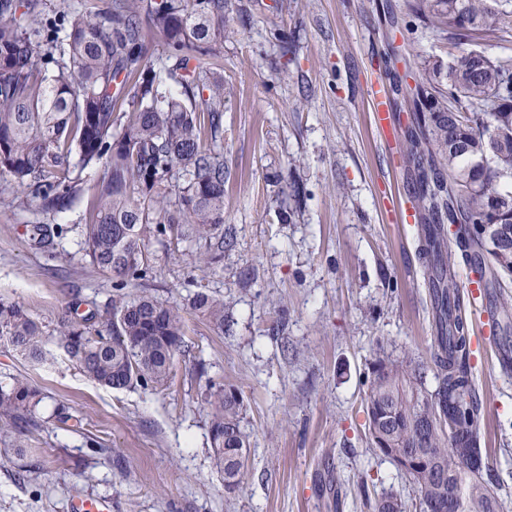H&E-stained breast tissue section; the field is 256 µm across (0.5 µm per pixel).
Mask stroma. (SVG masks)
<instances>
[{
	"label": "stroma",
	"instance_id": "1",
	"mask_svg": "<svg viewBox=\"0 0 512 512\" xmlns=\"http://www.w3.org/2000/svg\"><path fill=\"white\" fill-rule=\"evenodd\" d=\"M113 0H37L41 20L78 11L103 20ZM409 0H228L216 49L224 77V231L234 240L217 273L188 246L153 237L146 280L187 307L204 289L224 300V327L187 312L186 347L166 388L112 390L57 345L62 319L103 307L112 276L84 255L86 200L43 209L0 174V300L44 325L48 362L0 342V386L26 377L43 395L28 431H0V512H70L108 498L112 512H372L378 497L418 495L370 444L364 402L378 352L424 366L434 389L432 302L415 224L386 212L410 200V112L392 96L398 164L374 133L372 82L415 85L430 56L451 48L408 15ZM36 224L65 233L32 246ZM472 379L485 412L481 446L512 512V374L500 355L512 323L484 304L468 318ZM237 389L248 471L227 493L209 438L207 386ZM66 407L70 418L59 422Z\"/></svg>",
	"mask_w": 512,
	"mask_h": 512
}]
</instances>
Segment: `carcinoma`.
Here are the masks:
<instances>
[{"instance_id":"obj_1","label":"carcinoma","mask_w":512,"mask_h":512,"mask_svg":"<svg viewBox=\"0 0 512 512\" xmlns=\"http://www.w3.org/2000/svg\"><path fill=\"white\" fill-rule=\"evenodd\" d=\"M27 0H0V173L20 186L36 180L46 210L79 194L70 169L98 165L89 188L83 251L117 279L109 333L73 322L58 346L84 374L112 390L164 387L184 344L177 304L124 292L151 270L145 241L168 233L213 269L224 260V77L210 58L224 42L226 0H114L108 23L70 12L59 26L15 22ZM411 15L457 55L424 60V81L410 91L416 195L422 214L420 254L428 263L435 336L436 387L421 369L382 353L366 398L372 447L416 488L421 512H502L482 455L480 400L468 366V328L453 288L445 223L488 288L512 280V54L491 57L479 40L512 37V0H411ZM168 46L165 78L142 66V19ZM129 110H124L123 106ZM60 225H35L32 241L54 245ZM190 308L224 330V300L196 292ZM41 323L21 306L0 302V339L25 357L46 361ZM16 377L0 388V419L9 426L41 403ZM209 436L224 489L241 484L250 442L240 428L236 390L210 386ZM373 512H402L386 494Z\"/></svg>"}]
</instances>
